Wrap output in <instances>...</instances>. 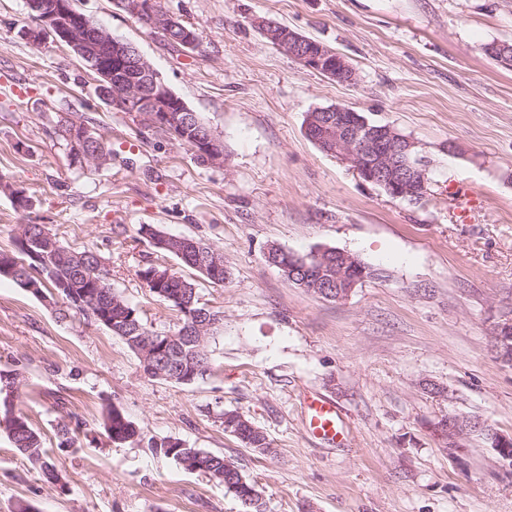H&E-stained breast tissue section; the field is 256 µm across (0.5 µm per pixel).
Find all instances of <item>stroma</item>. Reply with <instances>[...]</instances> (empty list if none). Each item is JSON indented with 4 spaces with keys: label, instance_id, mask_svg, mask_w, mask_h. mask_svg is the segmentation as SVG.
I'll list each match as a JSON object with an SVG mask.
<instances>
[{
    "label": "stroma",
    "instance_id": "stroma-1",
    "mask_svg": "<svg viewBox=\"0 0 512 512\" xmlns=\"http://www.w3.org/2000/svg\"><path fill=\"white\" fill-rule=\"evenodd\" d=\"M76 4L201 113L224 163L199 165L171 135L113 111L65 44L21 36L25 0H0V174L32 198L22 210L0 192V251L13 250L20 225H46L64 245L97 252L158 332L180 316L139 269L193 272L160 257L140 225L219 248L231 276L199 284L223 324L206 339L209 374L190 384L150 376L119 337L58 320L0 279V369L18 374L16 408L59 477L48 482L0 427V512H243L223 484L149 448L165 438L223 455L255 483L264 512H512V468L484 435L453 458L428 429L457 414L512 435V367L492 340L496 316L512 309V67L483 51L512 42V0H160L194 27L199 47L188 52L116 0ZM258 17L342 54L355 83L281 52ZM332 105L415 141L429 170L423 198L391 197L306 137L307 113ZM69 112L111 142L108 165L75 161L57 138L49 118ZM455 189L477 200L468 222ZM273 244L300 256L345 250L387 275L325 300L268 263ZM312 395L336 403L341 444L308 431ZM109 406L140 441L108 438ZM227 410L267 435L268 452L225 432Z\"/></svg>",
    "mask_w": 512,
    "mask_h": 512
}]
</instances>
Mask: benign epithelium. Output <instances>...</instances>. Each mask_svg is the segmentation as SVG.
Masks as SVG:
<instances>
[{
  "mask_svg": "<svg viewBox=\"0 0 512 512\" xmlns=\"http://www.w3.org/2000/svg\"><path fill=\"white\" fill-rule=\"evenodd\" d=\"M32 25L24 29L31 42L41 44L48 39L66 44L73 54L97 75V93L106 104L119 112H136L154 128L175 122L190 132L194 114L171 89L163 76L131 43L112 36L104 27L91 24L86 14L74 11L72 0H26ZM120 7L133 17L149 20L150 26L165 41L179 28L174 16L164 11L157 0H122ZM264 37L299 61L304 67L319 72L338 83L352 84L355 72L344 56L320 42L267 19L255 21ZM336 121L318 120L305 128L306 136L316 145L351 165L366 182L383 186L393 198L421 199L428 180L427 166L418 157L416 144L389 124L369 125L361 118L352 119L355 110L331 106ZM192 152L207 164H224V143L207 132L193 142ZM336 277L348 288L336 295L342 300L366 280L358 257L339 251ZM493 340L498 359L512 365V314L503 312L494 323ZM433 436L455 456L461 441L480 433L490 442L498 460L512 467V436L502 434L490 425L464 416H453L448 422L430 425Z\"/></svg>",
  "mask_w": 512,
  "mask_h": 512,
  "instance_id": "1",
  "label": "benign epithelium"
}]
</instances>
